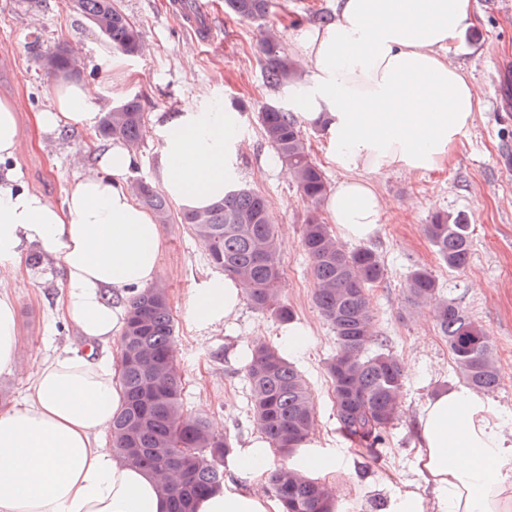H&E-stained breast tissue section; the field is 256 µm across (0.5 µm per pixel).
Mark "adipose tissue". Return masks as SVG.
Instances as JSON below:
<instances>
[{
	"instance_id": "adipose-tissue-1",
	"label": "adipose tissue",
	"mask_w": 512,
	"mask_h": 512,
	"mask_svg": "<svg viewBox=\"0 0 512 512\" xmlns=\"http://www.w3.org/2000/svg\"><path fill=\"white\" fill-rule=\"evenodd\" d=\"M474 22L471 0H334L330 21L298 29L292 42L309 78L297 91L300 118L320 127L344 176L326 199L340 237L363 241L383 216L369 174L429 173L447 166L481 101L467 73L448 61L452 40ZM97 88L57 80L35 114L42 135L61 138L98 125ZM19 100L0 101V373L22 352L11 275L29 248L58 266V317L82 343L44 358L21 406L0 412V512H167L154 477L112 450V416L123 404L112 345L127 297L151 286L164 247L161 226L131 196L133 154L115 141L81 165L62 204L23 185L10 161L21 142ZM160 178L175 204L201 210L235 181L238 119L218 102H183L157 114ZM245 285L211 275L193 288L185 318L197 329L232 323ZM333 487L332 512H362L367 484L347 489L350 459L309 438L277 459L255 435L228 460L224 487L197 498L195 512H284L259 490L277 464ZM406 487L381 512H512V418L460 385L431 398L416 425Z\"/></svg>"
}]
</instances>
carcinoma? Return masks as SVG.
Returning <instances> with one entry per match:
<instances>
[{"label": "carcinoma", "mask_w": 512, "mask_h": 512, "mask_svg": "<svg viewBox=\"0 0 512 512\" xmlns=\"http://www.w3.org/2000/svg\"><path fill=\"white\" fill-rule=\"evenodd\" d=\"M268 6L269 0H224L229 13L245 20H264ZM71 8L88 21L110 17L106 41L113 51L124 56L143 51L139 29L112 0H71ZM260 49L267 85L276 88L299 78V64L284 52L275 26L264 25ZM257 118L265 141L312 203L304 218L301 244L310 260L314 303L338 344L325 365L336 420L345 438L369 448L382 440L397 419L405 374L377 333L370 307L369 290L384 278V264L370 246L346 247L327 223L319 205L327 198L330 184L293 113L267 101L259 107ZM144 128L139 98L128 96L103 113L95 136L120 139L136 153ZM129 187L138 204L159 223L186 225L213 268L243 279L244 294L253 308L281 322L294 319V310L282 295L280 241L261 193L235 184L209 207L175 214L167 197L151 182L136 178ZM425 232L448 269L467 267L473 246L467 215L437 213ZM405 289L411 302L433 303L459 380L477 391L496 389L494 344L483 326L454 299L439 296L438 281L424 267L410 272ZM119 346L124 405L112 418V448L117 456L157 477L169 512H193L197 497L224 486V457L232 443L185 406L176 325L163 285L144 288L130 298ZM250 354L246 377L251 421L272 448L285 455L312 433L313 395L304 374L278 347L257 338ZM173 470L181 475L177 485L167 482ZM267 480L287 512H331L326 487L298 471L277 467L269 471Z\"/></svg>", "instance_id": "carcinoma-1"}]
</instances>
